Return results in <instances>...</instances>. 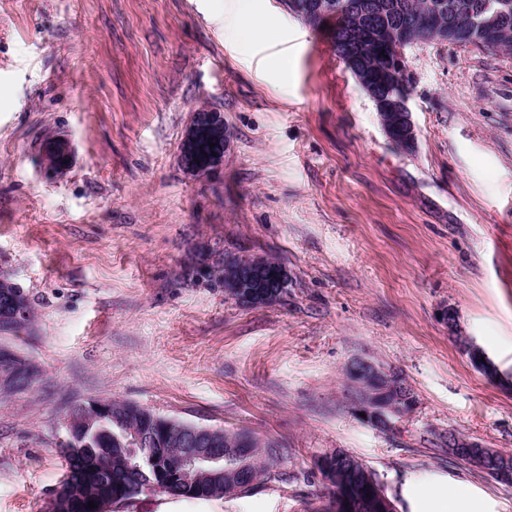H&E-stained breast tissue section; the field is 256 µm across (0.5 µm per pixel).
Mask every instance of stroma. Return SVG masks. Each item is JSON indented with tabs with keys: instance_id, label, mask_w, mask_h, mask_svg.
I'll return each instance as SVG.
<instances>
[{
	"instance_id": "stroma-1",
	"label": "stroma",
	"mask_w": 512,
	"mask_h": 512,
	"mask_svg": "<svg viewBox=\"0 0 512 512\" xmlns=\"http://www.w3.org/2000/svg\"><path fill=\"white\" fill-rule=\"evenodd\" d=\"M244 11L266 40L233 24ZM330 36L282 0H0V276L29 293L15 346L41 370L0 394V512H43L64 472L56 423L110 399L250 429L306 468L344 449L398 512H438L442 488L512 512V486L437 445L456 430L512 452V388L457 342L512 376V53L408 48L403 152ZM199 109L223 112L231 139L207 178L179 162ZM57 135L72 163L49 175ZM225 249L282 262L287 295L245 308L191 279V257ZM355 357L413 388L393 431L352 413ZM322 492H145L118 512H304Z\"/></svg>"
}]
</instances>
